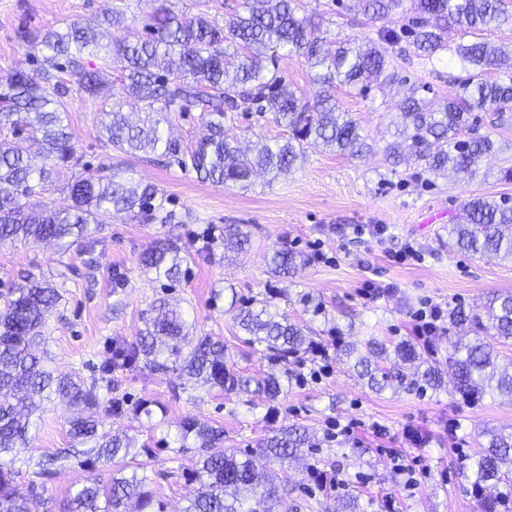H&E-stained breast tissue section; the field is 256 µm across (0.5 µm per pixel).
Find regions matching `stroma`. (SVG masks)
Here are the masks:
<instances>
[{
	"instance_id": "stroma-1",
	"label": "stroma",
	"mask_w": 512,
	"mask_h": 512,
	"mask_svg": "<svg viewBox=\"0 0 512 512\" xmlns=\"http://www.w3.org/2000/svg\"><path fill=\"white\" fill-rule=\"evenodd\" d=\"M237 0H0V80L32 68L34 47L22 31L45 32L78 21L96 26L104 15L120 10L125 25L119 36L143 35V22L156 8L203 11L224 20ZM303 13L330 33L361 40L376 38L378 28L364 19L338 15L334 0H299ZM391 66L402 76L392 86L372 85L362 92L336 91L339 105L358 119L372 153L361 158L310 147L304 162L269 186L242 189L201 180L194 172L166 166L155 156L113 150L99 132L97 100L72 90L65 100L69 131L81 163L105 164L126 178L155 185L171 209L185 216L182 224H142L125 212L94 232L97 268H87L85 255L58 251L52 245L17 242L0 247V280L34 272L62 288L64 300L47 329V349L56 369L96 379L101 394L151 399L161 403V425L150 428L133 414L113 418V429L134 437L146 451L141 462L158 475L156 491L167 512H181L195 491L189 473L197 459L187 450L171 461L165 440L174 439L180 422L196 417L224 428L228 448H257L281 426L307 428L317 443L302 459L285 466V495L291 512H326L328 506L357 495L363 512H383L393 500V512H481L462 475L464 459L478 448L480 433L495 427L512 433V396L487 395L475 401L461 398L452 378L439 391L409 385L372 390L359 377L352 359L340 347L351 343L366 352L370 339L399 342L413 338L412 311L424 302L443 309L472 308L489 292L512 294V263L479 259L448 245V226L470 196L512 198V182L497 172L512 165V127L483 124L498 150L482 160L479 174H462L428 185L403 173H387L383 136L407 85L425 87L426 97L452 94L461 67L445 54L428 62L412 52L392 51ZM231 224L251 235L247 251L224 256L222 241ZM381 225L375 237L368 230ZM212 242L210 255L195 253L198 236ZM160 239H171L190 251L187 270L179 282L155 280L139 266V255ZM412 242L420 260L402 262L395 253ZM289 248L304 266L287 296H279V281L264 258ZM376 299H367L369 291ZM271 301L295 322L316 330L318 350L327 373L313 377L316 352H301L288 361L294 380L276 402L262 398L224 397L198 388L194 399L175 398V373H153L143 365L104 375L99 366L113 341H130L144 326L152 304L166 299L185 312L197 334L223 337L237 367L260 378L272 369L239 334L229 310L232 298ZM69 408L59 402L44 409L25 452L30 462L67 446L65 420ZM355 422L347 440L327 437L333 421ZM378 423L390 435L372 434ZM414 428L417 441L405 439ZM395 449L417 461L415 489H406L390 468L385 451ZM343 481L341 489H315L311 467Z\"/></svg>"
}]
</instances>
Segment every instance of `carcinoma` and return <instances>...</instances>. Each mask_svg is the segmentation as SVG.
<instances>
[{
    "label": "carcinoma",
    "instance_id": "carcinoma-1",
    "mask_svg": "<svg viewBox=\"0 0 512 512\" xmlns=\"http://www.w3.org/2000/svg\"><path fill=\"white\" fill-rule=\"evenodd\" d=\"M335 2L342 12L371 22L395 16L400 26L381 30L375 41L358 43L321 31L300 13L296 0H240L222 24L204 12L187 16L161 9L144 23L148 36L133 41L110 37V29L124 26L120 11L104 16L97 31L77 21L36 35L32 44L41 54L39 67L12 74L0 89V133H5L0 136V246L54 243L65 253L74 247L88 252L91 225L105 223L114 210L130 212L143 224L175 223V211L166 208L155 186L106 174L102 167L70 176L63 198L52 207L28 203L60 181L62 170L73 167L76 159L64 110L72 83L105 105L100 134L116 150L152 154L182 171H195L203 180L246 188L255 176L269 184L287 176L309 146L350 157L371 152L359 121L336 101V89L366 91L380 78L395 82L396 72L388 70L389 53L403 42L430 62L450 50L473 73L457 81L447 98L426 99L419 96V87H410L390 121L392 141L384 153L393 176L404 170L431 182L474 171L495 148L490 136L478 133L480 113L491 112L494 126L512 125V51L484 40L452 48L448 30L474 34L507 22L512 14L505 0ZM292 52L305 59L316 87L313 101L279 72V54ZM101 53L121 65L124 94L146 103L148 111L138 121L112 102L111 88L89 69L88 58ZM489 69L498 77L483 78ZM189 112L198 113L201 127L192 146L164 129L172 117ZM240 112L272 114L273 122L289 131L288 138L242 148L227 129ZM22 136L40 142L38 155L25 156L13 145ZM249 243L239 227L226 230L225 251L240 252ZM448 243L483 259L512 261V200L465 199L456 223L448 227ZM188 257L176 242L158 240L141 253L139 263L155 279L176 282ZM303 264L287 248L267 260L270 272L289 283ZM0 298V512H30L29 502L45 495L47 482L73 454L86 457L94 472L65 512H165L155 490L156 473L137 462L135 439L107 427L108 418L127 412L126 400H104L96 382L77 373L57 375L48 357L36 353L62 303L59 289L28 273ZM151 311L135 341L105 357L101 373L141 362L152 371L176 373L181 380L172 389L176 397L201 382L228 397L250 394L268 401L282 393V378H291L286 368L262 379L244 376L222 337L193 335V324L164 301ZM232 311L255 352L276 365L314 345L316 330L291 322L268 301L241 303ZM448 333L457 337L448 349V368L463 397L512 396V364H498L499 348L512 345V294L492 292L475 309L448 310ZM341 352L355 358L359 375L376 390L404 385L408 368L414 369L410 383L419 388L436 391L442 386L439 362L424 345L374 340L367 356L350 345ZM57 398L76 410L65 421L70 448L41 457L33 479L19 484L15 464L31 439V418ZM481 436L485 441L463 474L480 497L482 512H498V486L512 474V434L487 428ZM174 443L178 454L188 448L197 452L192 472L196 490L181 512H283V479L268 465L295 459L301 449L314 446V438L283 426L261 448H226L223 427L191 418L180 424Z\"/></svg>",
    "mask_w": 512,
    "mask_h": 512
}]
</instances>
